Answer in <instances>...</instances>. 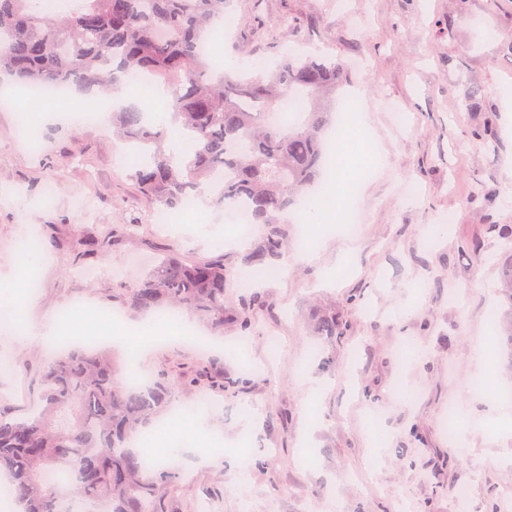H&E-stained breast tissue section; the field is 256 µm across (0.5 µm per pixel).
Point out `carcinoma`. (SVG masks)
<instances>
[{
    "label": "carcinoma",
    "instance_id": "1",
    "mask_svg": "<svg viewBox=\"0 0 512 512\" xmlns=\"http://www.w3.org/2000/svg\"><path fill=\"white\" fill-rule=\"evenodd\" d=\"M225 0H79L54 12L32 0H0V73L31 89H95L105 98L126 83L156 77L170 94L172 122H154L137 106L112 111L113 134L141 161L129 173L138 192L174 212L209 189L213 204L245 209L259 229L237 262L279 273L288 265L290 214H301L325 179L324 140L342 67L318 58H283L255 77L224 72L214 81L203 35L224 21ZM303 108L295 123L269 120L288 98ZM500 292L509 305L512 348V245ZM234 265L224 256L186 261L170 248L143 279L124 289L121 304L152 316L181 310L224 333V323L252 330L264 304L244 295L239 306L224 288ZM318 336L334 337L336 319H314ZM130 369L106 343L61 351L41 376L38 408L12 416L0 407V469L11 474L26 512H173L170 489L181 467L152 466L129 447L164 418L179 389L201 396L209 385L190 374L160 370L143 387L127 385Z\"/></svg>",
    "mask_w": 512,
    "mask_h": 512
}]
</instances>
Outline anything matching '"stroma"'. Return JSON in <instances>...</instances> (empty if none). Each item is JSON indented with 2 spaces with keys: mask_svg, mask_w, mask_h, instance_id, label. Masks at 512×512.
Here are the masks:
<instances>
[{
  "mask_svg": "<svg viewBox=\"0 0 512 512\" xmlns=\"http://www.w3.org/2000/svg\"><path fill=\"white\" fill-rule=\"evenodd\" d=\"M235 23L209 40L225 57L275 62L283 53L342 64L336 100L358 95L362 132L381 168L357 164L358 235L319 228L311 249L281 276H263L270 306L251 337L228 327L203 353L151 344L142 372L188 373L224 365V387L204 417L230 455L183 458L172 488L179 512H502L512 487V427L495 418L493 392L512 388V349L491 314L502 307V227L512 228V0H230ZM288 26L273 29L279 18ZM46 143L34 152L17 111L0 108V280L19 267V240L41 244L29 313L75 344L62 313L81 303L117 311L122 288L143 278L168 247L187 259L235 261L248 245L213 208L223 244L189 231L191 211L154 224L122 157L129 148L102 125L32 110ZM59 192L45 204L42 189ZM495 190L485 198V190ZM141 225L136 240L124 225ZM80 233H73V225ZM95 240L93 263L81 254ZM94 277H87V270ZM336 312L344 336L313 335L315 312ZM0 379L14 409L38 394L53 354L0 330ZM489 376L474 390L477 374ZM402 381L414 395L392 398ZM456 405L467 443L448 441Z\"/></svg>",
  "mask_w": 512,
  "mask_h": 512,
  "instance_id": "obj_1",
  "label": "stroma"
}]
</instances>
